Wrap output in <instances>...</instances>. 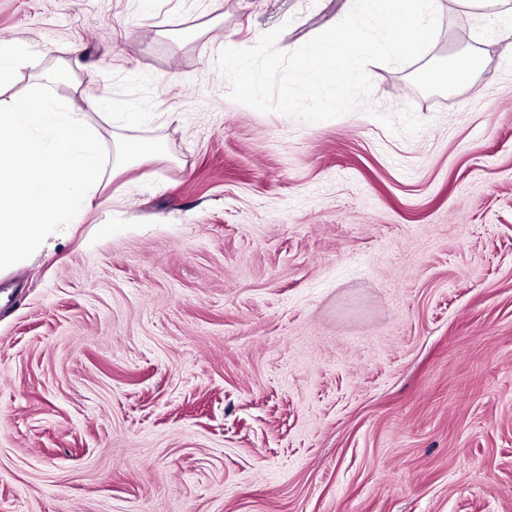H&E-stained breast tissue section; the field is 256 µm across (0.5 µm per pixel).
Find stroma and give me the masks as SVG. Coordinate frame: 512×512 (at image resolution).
Wrapping results in <instances>:
<instances>
[{"label":"stroma","instance_id":"stroma-1","mask_svg":"<svg viewBox=\"0 0 512 512\" xmlns=\"http://www.w3.org/2000/svg\"><path fill=\"white\" fill-rule=\"evenodd\" d=\"M353 0H0V105L152 79L84 223L0 271V512H512V58L423 74L512 26L436 0L411 63L316 123L217 66L297 49ZM484 64L485 57L482 54H473L449 63L443 70H428L424 73L423 79L431 84L444 81L458 85L467 82L474 73L484 67Z\"/></svg>","mask_w":512,"mask_h":512}]
</instances>
